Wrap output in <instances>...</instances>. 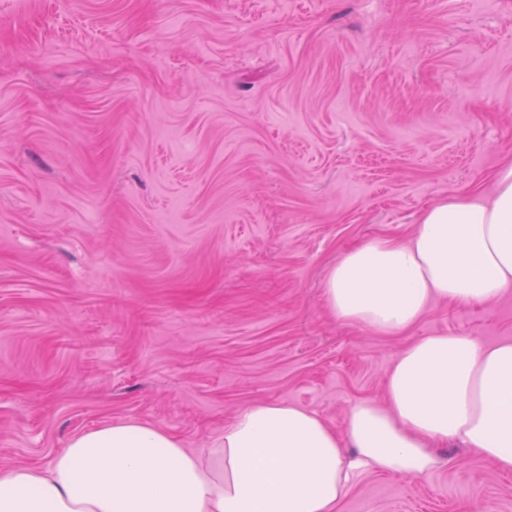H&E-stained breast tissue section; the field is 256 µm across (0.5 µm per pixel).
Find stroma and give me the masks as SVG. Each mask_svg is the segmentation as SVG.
Listing matches in <instances>:
<instances>
[{"mask_svg":"<svg viewBox=\"0 0 512 512\" xmlns=\"http://www.w3.org/2000/svg\"><path fill=\"white\" fill-rule=\"evenodd\" d=\"M512 160V0H0V467L135 419L200 452L258 401L343 430L413 341L512 338V291L404 333L329 266ZM335 512H512L459 444Z\"/></svg>","mask_w":512,"mask_h":512,"instance_id":"obj_1","label":"stroma"}]
</instances>
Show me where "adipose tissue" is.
Masks as SVG:
<instances>
[{"instance_id":"1","label":"adipose tissue","mask_w":512,"mask_h":512,"mask_svg":"<svg viewBox=\"0 0 512 512\" xmlns=\"http://www.w3.org/2000/svg\"><path fill=\"white\" fill-rule=\"evenodd\" d=\"M511 290L508 162L489 193L425 208L408 241L344 252L324 298L342 321L396 335L434 302L481 305ZM457 441L512 472V339L414 341L389 369L384 399L352 405L341 434L317 413L277 401L243 410L205 455L135 420L98 427L47 465L0 468V512H334L358 473L425 477Z\"/></svg>"}]
</instances>
